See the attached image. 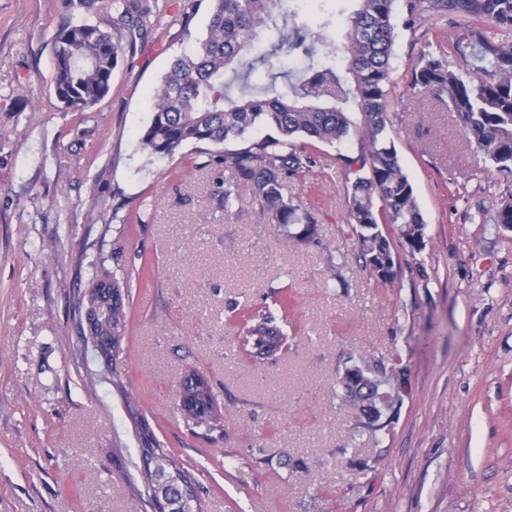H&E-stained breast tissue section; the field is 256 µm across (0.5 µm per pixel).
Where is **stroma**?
<instances>
[{
  "instance_id": "stroma-1",
  "label": "stroma",
  "mask_w": 512,
  "mask_h": 512,
  "mask_svg": "<svg viewBox=\"0 0 512 512\" xmlns=\"http://www.w3.org/2000/svg\"><path fill=\"white\" fill-rule=\"evenodd\" d=\"M160 3L144 29L90 20L125 49L112 90L67 110L52 83L62 0H0V512H145L126 403L190 464L206 512H512V230L490 222L512 180L478 162L456 113L408 86L446 22L399 28L388 134L424 214V246L384 226L397 272L383 284L347 233V175L322 147L284 193L318 240L291 245L193 146L150 158L140 135L170 61L208 22L205 0ZM344 263L347 287L326 265ZM130 277L127 332L99 379L83 352L80 298L98 257ZM287 289L288 351L258 364L241 314ZM405 370L402 403L362 433L336 384L347 359ZM204 373L223 433L175 400Z\"/></svg>"
}]
</instances>
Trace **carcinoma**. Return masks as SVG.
Returning <instances> with one entry per match:
<instances>
[{
	"instance_id": "1",
	"label": "carcinoma",
	"mask_w": 512,
	"mask_h": 512,
	"mask_svg": "<svg viewBox=\"0 0 512 512\" xmlns=\"http://www.w3.org/2000/svg\"><path fill=\"white\" fill-rule=\"evenodd\" d=\"M208 2L209 22L193 52L173 59L154 90L140 144L155 159L192 144L208 160H218L231 176L224 187V210L232 208L243 186L263 223L294 245L311 242L315 225L284 195V181L290 174L310 172L319 146L340 145L355 136L357 154H341L339 160L354 174L347 186L348 228L365 267L379 282L394 279L396 260L383 224L394 225L411 247L424 246L425 220L387 132L403 10L405 27L426 14L451 18L449 47L466 65L452 71L444 50L425 51L411 69L409 86L457 114L483 163L512 174V0H353L339 48L330 37L335 22L326 16L306 20L298 0ZM103 3L64 0L53 37L52 83L57 98L73 112L96 105L112 89L121 46L86 20ZM110 7L122 24L133 17L140 27L150 23L149 10L126 0H111ZM482 21L491 22L497 33L487 35ZM258 63L276 70L270 83L252 81ZM281 76L288 79L283 90L275 84ZM491 220L511 229L512 199L497 206ZM89 287L98 289L100 298L94 300L92 328L82 327V342L125 335L126 279L102 267ZM284 341L272 313L249 314L240 337L243 347L268 357L280 352ZM215 400L212 387H201L184 420L209 432L224 430L223 418L211 413ZM132 421L139 427V452L160 457L182 478H194L137 415ZM170 494L177 512H203L201 499L182 494L179 485L170 487Z\"/></svg>"
}]
</instances>
